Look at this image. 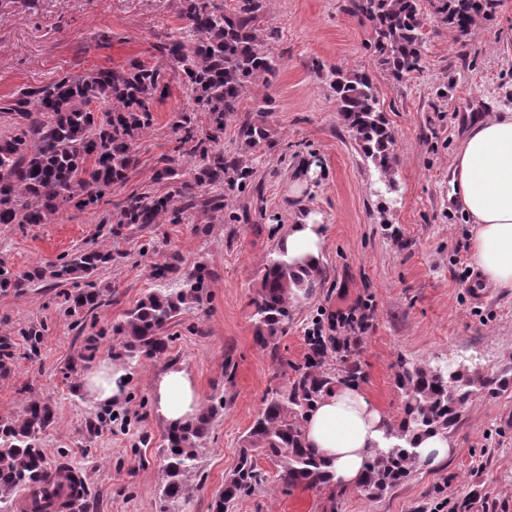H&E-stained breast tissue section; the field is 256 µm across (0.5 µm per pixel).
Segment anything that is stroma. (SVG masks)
Instances as JSON below:
<instances>
[{
	"mask_svg": "<svg viewBox=\"0 0 512 512\" xmlns=\"http://www.w3.org/2000/svg\"><path fill=\"white\" fill-rule=\"evenodd\" d=\"M348 0H266L260 25L272 29L271 54L281 71L266 118L269 139L254 163V185L228 198L226 219L204 223L126 227L113 239L108 205L71 209L27 229L0 225V259L24 271L38 262L91 246L114 244L123 258L93 280L111 300L76 322L61 289L39 286L21 297L0 294V336L41 331L34 359L16 357L0 373V420L17 417L32 399L55 406L58 424L42 438L46 464L84 473L81 512H160L165 421L152 397L155 378L171 363L194 378L202 401L223 399L189 479L183 512H210L225 477L238 462L241 440L271 391L286 386L308 362L309 333L338 312L367 313L359 347L329 351L327 366L356 361L358 386L390 417L404 398L395 382L399 362L438 359L478 363L512 377V288H467L458 275L469 266L473 226L448 200L453 158L467 121L477 113H512V0H493L466 35L421 0L425 44L422 67L399 81L377 61V35L351 15ZM180 0H0V98L64 75L134 60L154 62L165 34L181 35ZM366 75L395 133L394 188L343 126L331 88L335 69ZM187 89L169 78L153 103L154 125L140 138V165L112 201L139 188L164 194L157 161L171 153L172 124L184 111L198 125ZM316 216L326 227L322 286L299 301L276 349L260 346L250 301L263 262L288 226ZM179 254L201 265L207 288L201 309L176 318L166 357L129 368L123 398L98 404L79 389L83 374L109 360L126 312L150 288L158 259ZM448 462L415 468L387 494L287 487L277 460L256 457L264 480L232 512H436L451 498L472 497L489 512L508 508L512 492V384L480 397L449 433Z\"/></svg>",
	"mask_w": 512,
	"mask_h": 512,
	"instance_id": "stroma-1",
	"label": "stroma"
}]
</instances>
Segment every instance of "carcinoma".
Wrapping results in <instances>:
<instances>
[{
  "label": "carcinoma",
  "instance_id": "cac0c4a2",
  "mask_svg": "<svg viewBox=\"0 0 512 512\" xmlns=\"http://www.w3.org/2000/svg\"><path fill=\"white\" fill-rule=\"evenodd\" d=\"M481 8V0H438L436 5L437 13L456 28L471 25ZM263 9L264 0H237L234 12L227 15L214 0H181L186 36L159 39L154 50L160 63L131 62L65 75L0 98V123L7 127L0 132V224H48L68 208L110 204L105 196L126 184L138 167V142L152 128V101L159 88L167 87L169 73L181 77L194 104L207 112V130L200 133L190 116H178L172 124L173 153L161 156L155 171V179H167L176 189L163 195L131 191L113 204L107 220L110 236L118 239L122 229L134 224H179L192 212L208 224L222 220L224 200L251 184L253 161L268 140L262 116L247 117L239 125V150H224V120L240 111L251 87L262 88L265 105L272 104L269 91L281 65L267 48L273 33L259 26ZM350 12L373 24L378 61L392 76L403 80L420 70L421 0H350ZM331 87L342 123L386 179V186H392L396 139L369 79L337 70ZM121 257L108 247H87L69 260L39 263L24 273L0 260V294L20 297L40 284L70 283L75 286L66 294L71 313H89L102 302L100 289L89 277ZM182 263L175 254L155 264L156 279L169 278L174 287L148 291L116 328L129 361L139 364L165 356L171 323L200 308L206 272L201 267L184 268ZM81 278L82 288L78 287ZM321 281V267L298 271L271 255L252 299L258 343L266 347L285 333L293 289L309 297ZM358 375V366L346 361L333 371L308 366L289 386L273 393L250 428L237 467L225 478L212 512H228L236 500L263 482L255 464L257 451L281 462L280 479L286 486L332 487L324 465L305 444L304 416L334 381H352ZM396 383L404 396L403 413L385 429L389 447L374 449L365 465L360 489L370 498L411 476L413 449L420 436L453 431L478 394L497 393L507 379L446 359L403 363ZM219 405L224 402L204 407L191 425L166 427L161 512H182L179 504L187 500L188 478L198 468L197 448L207 437ZM56 423L57 413L41 400L29 401L18 417L0 421V512H10L16 494L39 477L45 466L41 439Z\"/></svg>",
  "mask_w": 512,
  "mask_h": 512
}]
</instances>
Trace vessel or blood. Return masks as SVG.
<instances>
[{
  "mask_svg": "<svg viewBox=\"0 0 512 512\" xmlns=\"http://www.w3.org/2000/svg\"><path fill=\"white\" fill-rule=\"evenodd\" d=\"M86 489L87 483L81 474L52 465L21 495L19 508L21 512H33L35 505L49 503L56 512H79Z\"/></svg>",
  "mask_w": 512,
  "mask_h": 512,
  "instance_id": "vessel-or-blood-1",
  "label": "vessel or blood"
}]
</instances>
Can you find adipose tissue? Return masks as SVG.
Listing matches in <instances>:
<instances>
[{
	"mask_svg": "<svg viewBox=\"0 0 512 512\" xmlns=\"http://www.w3.org/2000/svg\"><path fill=\"white\" fill-rule=\"evenodd\" d=\"M451 173V195L476 226L470 244L474 268L484 284L512 288V113L475 117ZM325 240L324 225L311 216L289 225L278 251L286 260L314 266L322 259ZM127 376L123 363L104 362L84 373L80 388L94 401L112 403L124 396ZM153 396L158 414L170 425L192 422L202 410L192 376L178 365L158 376ZM391 422L361 389L340 385L308 412L305 441L337 488L355 489Z\"/></svg>",
	"mask_w": 512,
	"mask_h": 512,
	"instance_id": "ef3b65f1",
	"label": "adipose tissue"
}]
</instances>
